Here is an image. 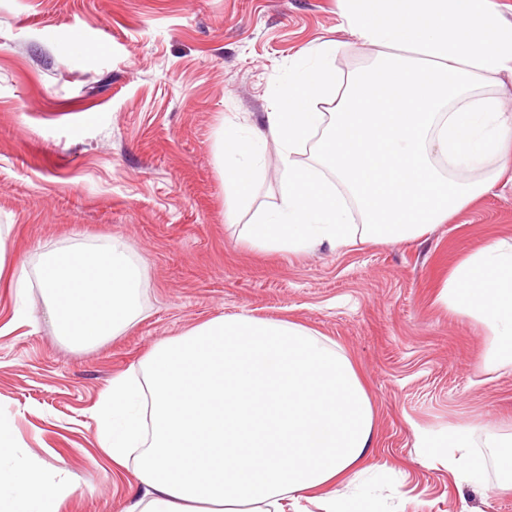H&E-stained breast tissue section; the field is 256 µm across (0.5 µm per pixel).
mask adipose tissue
Wrapping results in <instances>:
<instances>
[{"instance_id":"adipose-tissue-1","label":"adipose tissue","mask_w":512,"mask_h":512,"mask_svg":"<svg viewBox=\"0 0 512 512\" xmlns=\"http://www.w3.org/2000/svg\"><path fill=\"white\" fill-rule=\"evenodd\" d=\"M340 16L374 50L347 76L322 43L291 66L262 126L230 125L218 142L230 211L248 205L268 143L282 169L279 202L256 212L244 240L294 252L357 239L402 242L448 223L488 182L475 173L512 161V21L497 0H339ZM335 97L333 110L318 102ZM314 147L317 160L296 157ZM144 266L123 242L40 256L39 286L58 333L89 347L142 312ZM449 307L485 323L487 360L512 364V242L461 262ZM94 420L113 469L139 492L124 512H356L342 492L361 473L373 412L351 361L330 338L288 320L218 316L161 344L113 377ZM0 418V512H58L66 472L22 452Z\"/></svg>"}]
</instances>
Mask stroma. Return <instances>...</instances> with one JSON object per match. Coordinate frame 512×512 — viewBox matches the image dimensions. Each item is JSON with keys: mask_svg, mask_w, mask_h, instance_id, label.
<instances>
[{"mask_svg": "<svg viewBox=\"0 0 512 512\" xmlns=\"http://www.w3.org/2000/svg\"><path fill=\"white\" fill-rule=\"evenodd\" d=\"M107 39L83 57L69 34ZM332 41L339 73L371 47L337 0H0V225L15 263L109 235L146 269L143 317L80 348L58 335L39 288L0 278V416L19 448L68 473L59 512H122L136 492L97 445L93 412L113 377L159 341L221 315L286 318L336 342L374 416L376 512H512L485 482L457 481L448 439L512 434V365L485 361V325L439 295L488 242L512 241V178L445 224L402 242L271 252L242 243L278 201L268 144L252 202L228 216L216 133L261 124L295 58ZM31 321L12 322L16 304Z\"/></svg>", "mask_w": 512, "mask_h": 512, "instance_id": "1", "label": "stroma"}]
</instances>
